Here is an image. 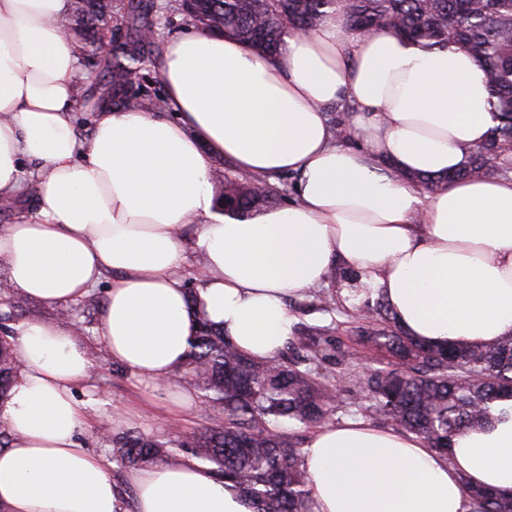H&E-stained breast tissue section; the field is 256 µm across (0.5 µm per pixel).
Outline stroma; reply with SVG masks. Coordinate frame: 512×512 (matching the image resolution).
I'll return each mask as SVG.
<instances>
[{"label": "stroma", "instance_id": "obj_1", "mask_svg": "<svg viewBox=\"0 0 512 512\" xmlns=\"http://www.w3.org/2000/svg\"><path fill=\"white\" fill-rule=\"evenodd\" d=\"M332 288L337 293L339 306L338 311L332 313L317 310L309 297L291 299L290 306L297 318L295 335L305 336L319 328L328 329L330 336L336 340L337 352L354 354L353 369L359 370L369 364L380 365L381 356L368 355L366 348L353 340L356 321L345 313L350 303L342 282H333ZM69 315L82 327L88 349L98 360L91 385L77 393L88 416L89 425L84 435L87 447L108 457L112 454L111 440L116 436L134 433L162 438L175 427L191 433L210 425L212 409L202 398H194L185 409H176L173 401L179 389L173 386L168 394L147 400L142 385L134 375L103 363V348L95 338L97 311L86 309L79 303L70 308Z\"/></svg>", "mask_w": 512, "mask_h": 512}]
</instances>
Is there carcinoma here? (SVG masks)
Here are the masks:
<instances>
[{"label": "carcinoma", "instance_id": "cac0c4a2", "mask_svg": "<svg viewBox=\"0 0 512 512\" xmlns=\"http://www.w3.org/2000/svg\"><path fill=\"white\" fill-rule=\"evenodd\" d=\"M186 16L200 32L230 33L262 59L275 58L284 37L306 32L330 14L343 19L346 36L389 32L426 46L461 45L487 76L489 103L497 120L481 152L450 178H496L512 170V0H163L154 5L129 0L112 12V0H72L71 31L83 51L96 54L112 32L97 105L155 112L164 105L161 88L132 77L154 67L158 50L140 40L153 26L150 9ZM224 210L247 216L272 208L280 199L268 176L227 175L218 191ZM322 311L336 308V295L313 292ZM357 340L379 352L385 364L350 371L338 382L321 373L336 364V347L326 336H303L294 355L255 362L214 328L201 313L189 344L186 371L212 406V424L203 432H179L165 440L131 433L112 438V458L124 465L164 461L184 448L218 479L248 497L253 512H311L303 468L305 438L283 436L282 423L308 432L324 424L336 400L371 403L373 414L405 433L424 437L449 456L452 439L490 418L491 405L512 398V337L492 348H441L413 340L395 321L389 306L365 300L354 307ZM0 329V398L18 370ZM473 512H512V494L480 488L469 491Z\"/></svg>", "mask_w": 512, "mask_h": 512}]
</instances>
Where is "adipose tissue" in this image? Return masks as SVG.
<instances>
[{
    "label": "adipose tissue",
    "instance_id": "ef3b65f1",
    "mask_svg": "<svg viewBox=\"0 0 512 512\" xmlns=\"http://www.w3.org/2000/svg\"><path fill=\"white\" fill-rule=\"evenodd\" d=\"M70 13L71 0H0V198L30 201L0 227V262L11 292L60 308L105 288L106 363L167 387L197 331L192 294L242 353L272 361L293 333L290 298L329 287L337 268L416 341L490 347L512 335V176L429 194L413 181L464 168L495 125L485 72L465 49L349 39L333 15L268 60L191 32L164 48L172 119L103 105L84 136ZM343 99L356 103L365 148L337 141L326 109ZM216 157L241 176L291 175L293 199L230 215ZM8 340L20 369L0 400V512H121L108 463L79 437L75 391L95 364L74 322L25 320ZM492 415L454 438L449 459L365 421L312 430V512H470L469 488L512 492V400ZM128 479L135 512H253L190 459Z\"/></svg>",
    "mask_w": 512,
    "mask_h": 512
}]
</instances>
